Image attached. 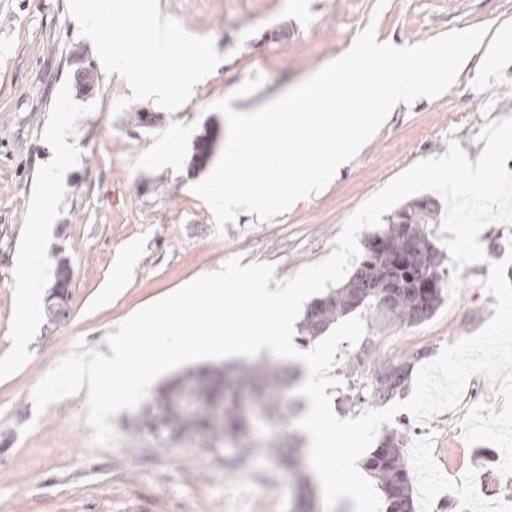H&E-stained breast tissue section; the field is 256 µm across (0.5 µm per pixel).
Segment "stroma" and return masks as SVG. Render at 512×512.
I'll return each instance as SVG.
<instances>
[{"label": "stroma", "mask_w": 512, "mask_h": 512, "mask_svg": "<svg viewBox=\"0 0 512 512\" xmlns=\"http://www.w3.org/2000/svg\"><path fill=\"white\" fill-rule=\"evenodd\" d=\"M298 2L294 8L289 0H159L189 33L212 38L222 60L177 111L139 101L116 116L114 104L131 94L127 84L100 69L92 91L74 80L76 61L96 58L68 16L67 0H0V366L6 368L0 373V512H295L293 478L267 449H255L248 462L252 480L244 484L230 476L234 449L208 451L197 434L172 440L136 432V408L111 417L116 440L99 446L85 421L87 392L40 414L33 392L76 341L107 351L109 333L123 320L232 257L271 264L278 280L293 277L328 256L345 220L399 173L445 154L452 139L468 157L480 155L481 127L512 118V47L499 40L512 30V0H387L380 11L376 0ZM370 25L379 39L398 44L478 26L488 32L447 91L399 105L320 194L272 220L241 215L217 232L210 208L190 190L207 173L191 166L196 139L214 132L217 157L227 136L212 103L259 75L262 87L233 105L262 107L344 52ZM149 111L154 125L136 127L135 113ZM56 113L68 117L77 154L55 192L57 221L43 232L30 204L53 155L44 132ZM38 238L46 249L45 288L55 282L59 259L72 270L69 314L50 319L44 299H37V325L20 361L13 263ZM478 240L487 260L463 268L455 301H443L417 325H385L364 315L361 341L340 344L331 371L341 381L331 390L339 418L363 411L347 398L348 376L372 383L407 355L424 350L436 357L493 316L497 299L480 281L490 262L505 257L512 226L488 224ZM130 249L137 253L131 264ZM116 279L121 290L102 302L103 287ZM479 403L499 407L503 401L493 381L476 375L457 409L411 422L406 465L432 478L430 491H414L416 512H488L512 502V476L498 469L500 451L485 443L467 446L462 438L460 421Z\"/></svg>", "instance_id": "35a3bbf8"}]
</instances>
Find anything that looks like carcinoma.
Listing matches in <instances>:
<instances>
[{
    "instance_id": "obj_1",
    "label": "carcinoma",
    "mask_w": 512,
    "mask_h": 512,
    "mask_svg": "<svg viewBox=\"0 0 512 512\" xmlns=\"http://www.w3.org/2000/svg\"><path fill=\"white\" fill-rule=\"evenodd\" d=\"M212 148V138L206 133L194 145L192 165L205 162ZM439 203L432 197L413 200L402 206L389 218V224L369 232L364 240V252L350 279L329 293L313 299L307 306L302 323V339L314 341L337 319L357 310H364L380 320L417 324L424 318L416 316L425 300L428 315H433L443 300V277L440 273V253L431 242L428 225L436 223ZM410 246L407 270L423 285V291L414 289L395 292L383 300L387 274L393 270L395 258ZM414 358L410 357L387 365L378 376L376 385L368 394H359L358 401H371L382 406L403 393L410 381ZM287 372L265 365H244L234 377L226 371H188L163 386L145 408L143 427L154 432L161 426L172 438L198 432L208 436L207 447L235 449L231 458L235 464H244L253 450L260 447L240 440L252 433L254 416L261 414L267 420L283 419L296 410V403L286 396ZM193 404L192 418L182 414L181 403ZM302 440L288 436V444L270 443L280 465L293 471L297 487V503L301 512H312L313 502L308 496L310 476L291 451L300 450ZM366 469L377 480L387 502V512L400 506L403 512H415L413 480L404 460V436L397 430L387 433L365 463Z\"/></svg>"
}]
</instances>
